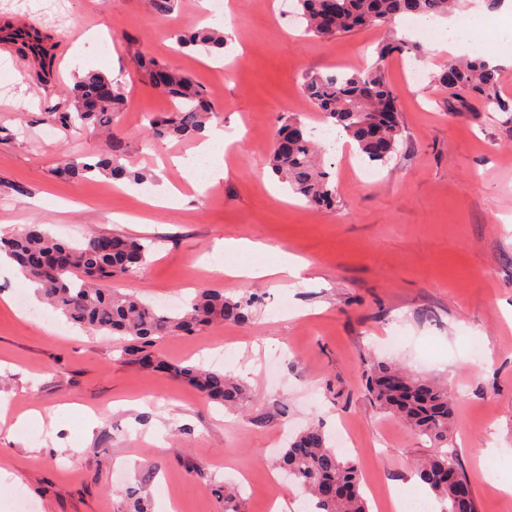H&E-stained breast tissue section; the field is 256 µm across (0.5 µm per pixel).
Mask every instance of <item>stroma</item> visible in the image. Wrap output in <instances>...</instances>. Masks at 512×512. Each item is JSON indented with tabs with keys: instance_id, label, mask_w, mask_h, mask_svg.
Masks as SVG:
<instances>
[{
	"instance_id": "1",
	"label": "stroma",
	"mask_w": 512,
	"mask_h": 512,
	"mask_svg": "<svg viewBox=\"0 0 512 512\" xmlns=\"http://www.w3.org/2000/svg\"><path fill=\"white\" fill-rule=\"evenodd\" d=\"M195 2L178 0L162 16L147 0H0V23L38 20L63 48L51 78L30 58L0 54V226L42 223L65 241L89 230L146 239L147 264L118 286L153 305L198 288L236 298L259 292L248 323L158 344L167 363L206 362L239 378L244 407L226 412L185 380L131 363L122 337L86 333L34 305L18 275L2 271L0 294L25 300L0 307V403L8 419L36 410L42 420L0 433V468L10 473L0 512H15L20 499L27 512H126L133 492L151 512H224L230 484L240 490V512H269L281 497L288 512H305L303 494L272 460L306 425L319 424L331 439L343 421L372 447L365 455L337 450L356 465L370 512H389L392 487L415 480V462L449 449L478 512H512V494L496 486L512 458L483 463L486 448H512V112L483 111L466 92L436 82L448 55L434 38L409 34L425 56L384 60L404 127L396 152L388 164L368 166L350 148H326L338 204L312 208L266 164L276 120L289 114L321 129L302 73L371 65L383 32L323 40L281 17L280 0H229L236 21L223 54L175 52L170 34L194 22ZM142 55L189 75L218 109L231 146L219 200L192 189L172 164L193 155L195 141L144 148L149 117L172 104L139 68ZM412 62L424 72L416 84L406 77ZM90 70L123 84L115 128L128 143V166L151 171L147 182L118 190L103 176L61 175L66 156L86 161L103 146L94 131H65L47 118L71 107L76 78ZM164 179L183 201L146 211L143 198ZM122 215L129 223H119ZM241 238L269 245L270 261L280 251L309 260L313 281L209 279L213 258L243 259L215 253L216 241ZM476 344L490 358L476 359ZM272 359L274 382L264 374ZM378 361L448 385L456 423L447 441L413 435L373 403L366 373ZM129 400L140 409H126Z\"/></svg>"
}]
</instances>
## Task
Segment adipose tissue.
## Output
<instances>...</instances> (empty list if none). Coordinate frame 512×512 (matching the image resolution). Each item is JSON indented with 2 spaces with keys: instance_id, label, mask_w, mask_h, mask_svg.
Returning <instances> with one entry per match:
<instances>
[{
  "instance_id": "1",
  "label": "adipose tissue",
  "mask_w": 512,
  "mask_h": 512,
  "mask_svg": "<svg viewBox=\"0 0 512 512\" xmlns=\"http://www.w3.org/2000/svg\"><path fill=\"white\" fill-rule=\"evenodd\" d=\"M446 36L440 43L441 49L453 55H459L471 48L472 45L486 40V29L482 21L467 20L464 14L448 17L444 23ZM224 251L232 253H248L253 257L246 264H210L209 270L214 278L227 277L239 283H247L256 279L275 277L285 282L304 283L308 280L311 265L308 261L289 254L281 256L272 262L265 261L264 256L268 247L263 242L251 239H240L224 243Z\"/></svg>"
}]
</instances>
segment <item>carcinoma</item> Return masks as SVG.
<instances>
[{"mask_svg": "<svg viewBox=\"0 0 512 512\" xmlns=\"http://www.w3.org/2000/svg\"><path fill=\"white\" fill-rule=\"evenodd\" d=\"M456 0H339L329 21L323 14L329 0H297V17L304 31L319 38H333L365 27H390L404 16H446ZM183 47L224 48V32L213 27H193L173 32ZM422 56L424 50L401 39H392L377 49V60L352 73L307 72L302 89L324 122L343 128L361 160L385 165L403 136L395 93L383 67L390 53ZM43 74L55 68L53 45L48 43L38 57ZM439 81L471 95L487 112H512V100L497 94L498 69L479 56L448 63ZM74 111L49 112L47 117L61 128L89 127L109 132L106 152L94 163L69 161L62 173L72 178L97 174L109 179L140 182L144 175L120 164L127 142L112 132V123L124 104L122 86L104 73L91 70L78 78L72 89ZM165 94L174 109L153 115L145 127L150 145L166 138L189 139L200 134L215 112L204 90L187 76L169 73ZM321 145L297 119L284 118L274 135L267 165L295 194L317 208L334 209L336 186L320 158ZM150 245L143 239L117 233L89 232L82 240L67 243L51 235L43 224L0 236V251L6 252L23 275L38 286L45 303L91 334L123 336L124 353L147 369L167 370L192 383L209 401L232 407L241 402L246 389L234 378L197 366L167 365L159 359L156 345L166 336L193 334L210 324L249 320L258 297L235 300L224 290L202 288L183 306L161 311L133 294L105 288L103 283L129 276L147 263ZM373 399L392 411L418 435L439 442L448 440L454 412L448 389L433 382L413 380L396 366L376 363L368 375ZM315 506V512H369L360 492L354 465L329 447L322 429L310 425L299 432L276 460ZM422 483L448 503L446 512H477V503L453 453L444 452L422 460L417 467Z\"/></svg>", "mask_w": 512, "mask_h": 512, "instance_id": "obj_1", "label": "carcinoma"}]
</instances>
